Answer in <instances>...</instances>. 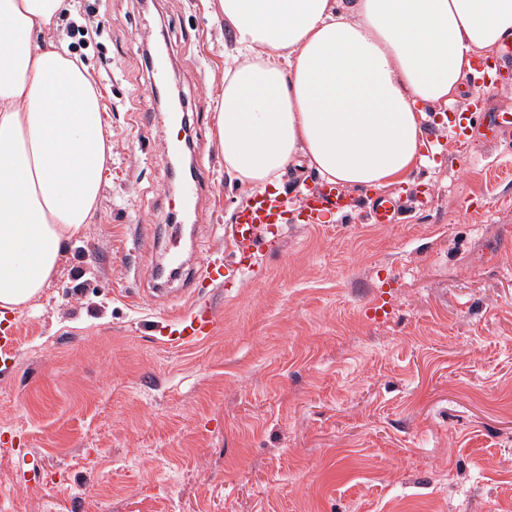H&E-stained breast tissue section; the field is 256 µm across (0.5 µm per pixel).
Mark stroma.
Masks as SVG:
<instances>
[{"label":"stroma","mask_w":512,"mask_h":512,"mask_svg":"<svg viewBox=\"0 0 512 512\" xmlns=\"http://www.w3.org/2000/svg\"><path fill=\"white\" fill-rule=\"evenodd\" d=\"M219 0H64L49 33L88 67L112 159L95 217L0 353V512H512V136L459 141L425 122L435 161L391 185L404 214L305 223L321 180L286 173L291 207L258 264L225 224L252 197L224 171L215 96L234 41ZM101 32L75 46L86 7ZM161 42L184 102L154 98ZM207 175L191 209L167 140ZM431 189L432 199H419ZM181 267L160 274L167 249ZM387 319L372 315L378 295ZM195 300L223 327L166 348L156 326Z\"/></svg>","instance_id":"obj_1"}]
</instances>
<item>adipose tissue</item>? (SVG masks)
Returning <instances> with one entry per match:
<instances>
[{
	"label": "adipose tissue",
	"mask_w": 512,
	"mask_h": 512,
	"mask_svg": "<svg viewBox=\"0 0 512 512\" xmlns=\"http://www.w3.org/2000/svg\"><path fill=\"white\" fill-rule=\"evenodd\" d=\"M235 54L216 120L230 179L265 190L296 156L321 180L407 179L425 111L461 95L512 39V0H220ZM63 0H0V306L35 300L97 211L112 142L99 93L64 45Z\"/></svg>",
	"instance_id": "obj_1"
}]
</instances>
